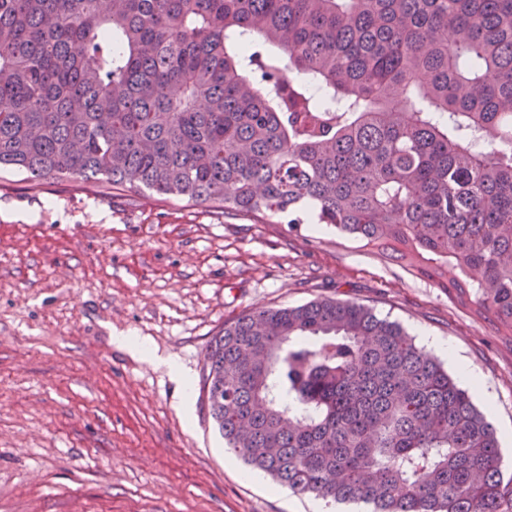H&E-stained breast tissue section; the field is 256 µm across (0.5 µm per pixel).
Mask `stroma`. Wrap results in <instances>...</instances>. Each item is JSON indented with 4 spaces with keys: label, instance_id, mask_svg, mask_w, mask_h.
I'll list each match as a JSON object with an SVG mask.
<instances>
[{
    "label": "stroma",
    "instance_id": "stroma-1",
    "mask_svg": "<svg viewBox=\"0 0 512 512\" xmlns=\"http://www.w3.org/2000/svg\"><path fill=\"white\" fill-rule=\"evenodd\" d=\"M366 305L480 377L512 425V330L323 224L0 172V512H313L224 448L200 397L210 343L258 308ZM178 358L190 390L111 341Z\"/></svg>",
    "mask_w": 512,
    "mask_h": 512
}]
</instances>
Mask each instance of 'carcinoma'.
Masks as SVG:
<instances>
[{
    "label": "carcinoma",
    "mask_w": 512,
    "mask_h": 512,
    "mask_svg": "<svg viewBox=\"0 0 512 512\" xmlns=\"http://www.w3.org/2000/svg\"><path fill=\"white\" fill-rule=\"evenodd\" d=\"M1 170L330 224L512 328V0H0ZM201 392L293 491L512 512L495 428L363 304L224 325Z\"/></svg>",
    "instance_id": "obj_1"
}]
</instances>
